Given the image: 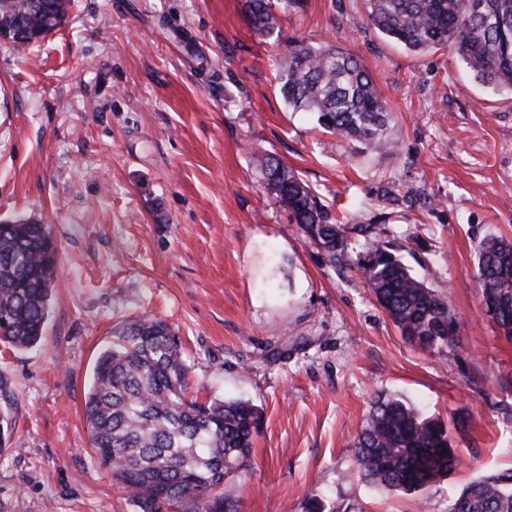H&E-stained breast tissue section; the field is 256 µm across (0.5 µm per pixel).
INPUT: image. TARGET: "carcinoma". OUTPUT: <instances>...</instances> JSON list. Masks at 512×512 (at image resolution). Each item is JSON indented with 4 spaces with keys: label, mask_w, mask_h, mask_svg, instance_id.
Listing matches in <instances>:
<instances>
[{
    "label": "carcinoma",
    "mask_w": 512,
    "mask_h": 512,
    "mask_svg": "<svg viewBox=\"0 0 512 512\" xmlns=\"http://www.w3.org/2000/svg\"><path fill=\"white\" fill-rule=\"evenodd\" d=\"M365 0L367 25L422 54L449 45L480 84L512 91V0ZM0 0V27L27 17L9 43L19 48L58 28L70 0ZM250 25L273 34L272 0H245ZM279 93L292 111L314 112L326 131L387 153L388 103L370 73L347 50L329 42H291L278 60ZM263 184L311 242L334 264L348 253V234L336 214L297 172L273 155L256 162ZM358 269L377 304L407 341L445 351L456 344L448 303L416 279L366 227ZM58 248L45 224H0V342L38 344L51 312ZM481 309L512 340V241L490 237L476 250ZM89 444L97 462L131 493L140 512H224L225 480L248 466L260 413L244 400L200 402L178 337L166 323L141 317L112 329L97 356L84 396ZM356 471L372 487L423 501L424 492L459 465L448 423L426 417L405 400L377 397L353 448ZM465 512H512V472L482 475L453 499Z\"/></svg>",
    "instance_id": "cac0c4a2"
}]
</instances>
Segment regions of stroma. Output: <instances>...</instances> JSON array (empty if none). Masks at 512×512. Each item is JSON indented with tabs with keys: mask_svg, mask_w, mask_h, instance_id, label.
Segmentation results:
<instances>
[{
	"mask_svg": "<svg viewBox=\"0 0 512 512\" xmlns=\"http://www.w3.org/2000/svg\"><path fill=\"white\" fill-rule=\"evenodd\" d=\"M244 0H71L63 25L0 42V222L36 218L59 248L44 338L0 343V512H137L94 461L84 394L118 322L181 341L203 400L261 412L236 512H448L512 470V342L480 310L475 245L512 239V93L452 47L419 55L369 27L364 0H304L254 33ZM353 53L391 106L396 148L368 154L288 109L290 41ZM297 171L344 223L371 224L457 322L445 352L408 343L356 271L335 272L267 193L254 161ZM395 393L450 421L459 467L426 507L374 490L351 449Z\"/></svg>",
	"mask_w": 512,
	"mask_h": 512,
	"instance_id": "35a3bbf8",
	"label": "stroma"
}]
</instances>
